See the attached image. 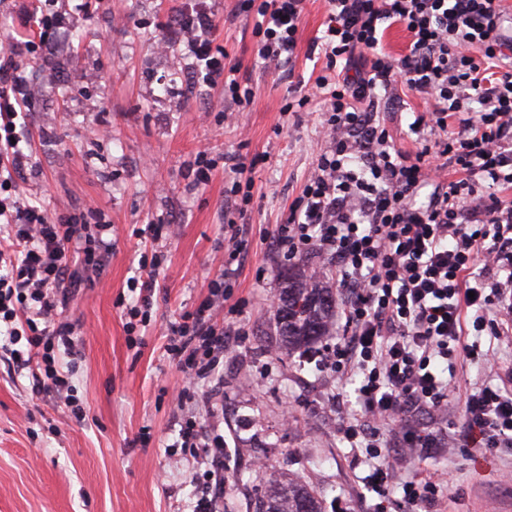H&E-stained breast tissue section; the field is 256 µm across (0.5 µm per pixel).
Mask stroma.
Here are the masks:
<instances>
[{"label": "stroma", "instance_id": "obj_1", "mask_svg": "<svg viewBox=\"0 0 512 512\" xmlns=\"http://www.w3.org/2000/svg\"><path fill=\"white\" fill-rule=\"evenodd\" d=\"M180 0H57L69 24L43 66L25 73L40 89L26 118L33 166L21 190L59 213L96 207L112 222V253L99 277L81 286L66 316L82 341L72 381L86 417L76 421L52 395L34 394L28 374L0 357V512H192L191 467L177 463V407L171 389L180 374L165 352L167 328L209 295L228 262L224 250L226 175L195 185L199 151L256 159L252 201L243 217L248 251L235 273L234 322L243 333L226 352L212 382L217 416L198 410L205 428L232 449L217 512H253L270 479L307 485L323 512H367L359 495L367 467H353L339 437L340 415L330 398L336 379L314 353L287 354L275 308L257 283L265 273L282 286L299 261L277 263L268 236L311 176L325 146L321 105L296 112L284 106L314 82L324 56L313 48L326 19L324 0H308L297 58L290 68L257 61L253 21L238 0H213L224 24L216 38L240 62L254 86L248 111L224 119V94L195 82L179 58L158 52ZM422 96L399 88L380 103V119L395 144L414 149ZM174 225L164 240V269L151 298V318L127 332L124 309L139 302L129 290L141 255L153 253L138 228ZM426 475L447 471L452 494L440 512H512V453L490 454L459 442L416 461Z\"/></svg>", "mask_w": 512, "mask_h": 512}]
</instances>
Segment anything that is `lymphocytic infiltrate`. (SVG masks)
<instances>
[{"instance_id": "obj_1", "label": "lymphocytic infiltrate", "mask_w": 512, "mask_h": 512, "mask_svg": "<svg viewBox=\"0 0 512 512\" xmlns=\"http://www.w3.org/2000/svg\"><path fill=\"white\" fill-rule=\"evenodd\" d=\"M254 19L264 65L292 62L306 0H243ZM320 38L325 66L312 87L323 102L327 140L314 172L271 234L284 261L316 259L307 279L342 292L341 331L320 359L324 371L352 385L337 397L341 439L354 464L366 465L372 512L434 506L447 493L446 473L419 477L411 465L455 447L458 440L495 453L512 450V376L464 393V361L497 365V348L512 335V25L496 0H325ZM27 35L17 54L47 59L65 16L18 6ZM405 24L410 50L393 60L381 48L385 22ZM168 26L187 44L192 73L220 88L231 111L255 92L248 76L215 41L219 17L208 0L176 10ZM404 85L432 102L409 129L415 151L398 148L373 106ZM34 90L21 66H0V323L9 358L33 385L55 393L74 416L84 408L72 383L77 354L73 325L62 310L75 287L93 282L112 250V224L102 211L51 214L20 192L16 178L31 161L17 127ZM457 125L448 136L449 125ZM226 190L232 218L224 235L230 259L246 242L234 217L251 201L241 179L248 166L231 158ZM233 269L211 282L210 295L168 328L166 352L182 375L180 404L202 401L220 356L237 332L220 325L237 315ZM463 394L464 437L444 431L448 399ZM175 442L200 470L193 512H216L224 485V438L196 415L183 416ZM400 489L393 500L392 489Z\"/></svg>"}]
</instances>
